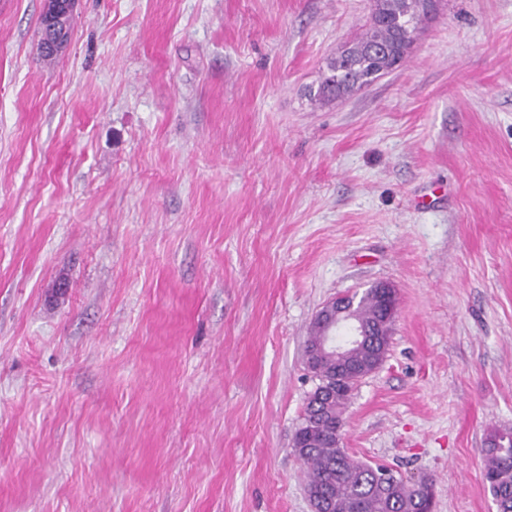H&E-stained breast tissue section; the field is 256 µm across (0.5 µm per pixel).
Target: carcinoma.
I'll use <instances>...</instances> for the list:
<instances>
[{
    "instance_id": "1",
    "label": "carcinoma",
    "mask_w": 512,
    "mask_h": 512,
    "mask_svg": "<svg viewBox=\"0 0 512 512\" xmlns=\"http://www.w3.org/2000/svg\"><path fill=\"white\" fill-rule=\"evenodd\" d=\"M419 11V0H372L362 32L327 59L317 89L309 90L310 99L332 103L401 66L415 37ZM355 307L358 320L380 333L379 347H388L380 291H364ZM374 366L372 350L353 347L337 357L323 356L310 367L317 384L308 395L293 450L306 467L307 489L327 496L331 512H421L430 486L409 483L394 472L386 477L384 465L352 463L336 438V425L357 387L348 370L359 368L365 376ZM484 445V480L497 512H512V430L490 429Z\"/></svg>"
}]
</instances>
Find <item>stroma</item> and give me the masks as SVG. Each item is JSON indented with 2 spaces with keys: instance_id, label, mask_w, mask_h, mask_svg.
<instances>
[{
  "instance_id": "stroma-1",
  "label": "stroma",
  "mask_w": 512,
  "mask_h": 512,
  "mask_svg": "<svg viewBox=\"0 0 512 512\" xmlns=\"http://www.w3.org/2000/svg\"><path fill=\"white\" fill-rule=\"evenodd\" d=\"M370 0H0V512H310L329 299L396 292L342 446L496 512L512 430V0H440L330 104ZM78 0H47L41 17V28L45 47L54 56L62 55L66 49L69 34L68 23ZM37 50L44 59H53L43 47V38L38 40ZM484 445V480L497 512H512V430L491 428Z\"/></svg>"
}]
</instances>
